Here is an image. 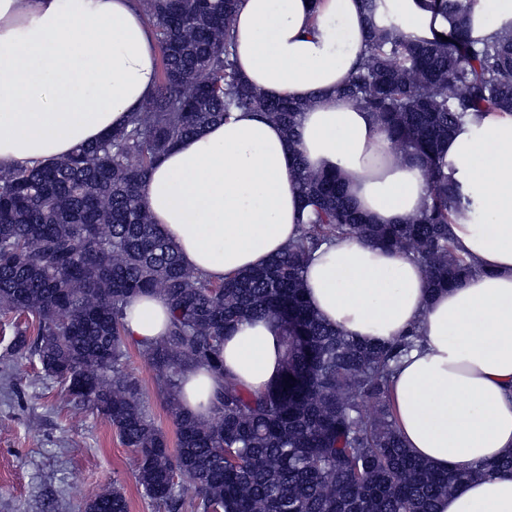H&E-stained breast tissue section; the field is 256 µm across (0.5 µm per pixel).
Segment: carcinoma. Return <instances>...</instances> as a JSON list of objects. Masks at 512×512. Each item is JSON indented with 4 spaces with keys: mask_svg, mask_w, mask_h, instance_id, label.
Here are the masks:
<instances>
[{
    "mask_svg": "<svg viewBox=\"0 0 512 512\" xmlns=\"http://www.w3.org/2000/svg\"><path fill=\"white\" fill-rule=\"evenodd\" d=\"M159 52L152 97L128 125L49 164L0 167V316L14 350L58 379L60 399L107 420L137 455V481L165 512L193 490V512H437L439 500L487 473L512 475V451L475 472H439L405 448L390 401L412 332L369 344L322 322L302 282L311 253L346 236L412 257L435 288L460 283L473 265L449 225L470 219L448 186L439 147L478 113L512 116V24L470 38L476 0H428L451 22L441 37L407 40L390 22L366 37V58L344 94L372 112L393 153H416L430 187L404 224H371L343 177L296 156L306 220L299 238L263 268L213 281L185 266L178 245L142 207L139 190L179 139L233 109L280 124L296 142L303 105L276 99L237 74V0H140ZM166 301L165 336L140 346L163 376L176 447L147 415L129 371L128 304ZM280 324L284 367L252 392L224 375L201 419L181 402L191 369L223 375L224 336L243 319ZM84 512H128L122 488L99 492Z\"/></svg>",
    "mask_w": 512,
    "mask_h": 512,
    "instance_id": "carcinoma-1",
    "label": "carcinoma"
}]
</instances>
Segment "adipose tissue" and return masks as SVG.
Returning <instances> with one entry per match:
<instances>
[{
    "label": "adipose tissue",
    "mask_w": 512,
    "mask_h": 512,
    "mask_svg": "<svg viewBox=\"0 0 512 512\" xmlns=\"http://www.w3.org/2000/svg\"><path fill=\"white\" fill-rule=\"evenodd\" d=\"M473 35L512 23V0H478ZM396 23L412 41L445 29L424 0H240L233 17L237 71L268 95L304 104L296 143L251 112L180 139L140 191L143 207L207 278L265 264L301 230L294 156L316 172H340L354 207L374 224H402L429 185L420 160L394 157L372 113L343 92L366 55L371 25ZM158 48L135 0H0V166L66 155L124 126L154 92ZM449 185L478 223L451 227L476 270L435 290L411 257L357 238L312 254L304 274L311 308L371 344L417 331L398 362L391 398L399 434L441 470L472 472L512 449V116L467 121L440 147ZM170 310L155 295L126 309L130 341L166 332ZM282 331L240 321L224 341V371L260 392L283 367ZM223 383L186 374L184 406L197 416ZM438 512H512V476L489 475L441 499Z\"/></svg>",
    "instance_id": "ef3b65f1"
}]
</instances>
